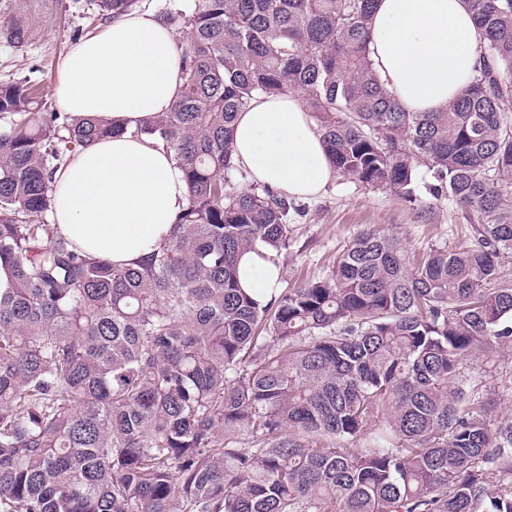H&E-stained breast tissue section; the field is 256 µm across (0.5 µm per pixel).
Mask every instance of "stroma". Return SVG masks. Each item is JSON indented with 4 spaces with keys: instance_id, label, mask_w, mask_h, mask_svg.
Here are the masks:
<instances>
[{
    "instance_id": "stroma-1",
    "label": "stroma",
    "mask_w": 512,
    "mask_h": 512,
    "mask_svg": "<svg viewBox=\"0 0 512 512\" xmlns=\"http://www.w3.org/2000/svg\"><path fill=\"white\" fill-rule=\"evenodd\" d=\"M87 0H32L30 8L39 14L40 24L30 44L22 49L0 46V82L25 76L29 67L39 66L44 74L46 109L58 111L54 96L57 66L72 46L77 31L100 33ZM431 172L420 168L417 199L407 202L386 188H376L336 177L326 192L315 200H300L290 213L292 235L279 264L283 286L291 287L331 274L337 256L367 229L393 237L410 259L429 248H455L471 239L475 227L470 218L448 198L433 195ZM479 388L487 408L489 430L512 420V347L479 359L467 370Z\"/></svg>"
}]
</instances>
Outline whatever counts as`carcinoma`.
<instances>
[{
  "label": "carcinoma",
  "mask_w": 512,
  "mask_h": 512,
  "mask_svg": "<svg viewBox=\"0 0 512 512\" xmlns=\"http://www.w3.org/2000/svg\"><path fill=\"white\" fill-rule=\"evenodd\" d=\"M27 2L1 44L32 40ZM375 2L165 0L182 87L135 134L174 152L188 204L134 267L51 220L56 175L120 129L40 111L38 67L0 83V512H512V420L490 434L464 374L512 344V0H467L478 76L443 112L380 84ZM139 7L88 0L104 22ZM289 89L340 175L410 200L423 164L477 237L414 263L368 231L324 279L264 303L240 288L243 254L279 265L296 201L238 189L234 121ZM373 425L370 448L334 442Z\"/></svg>",
  "instance_id": "1"
}]
</instances>
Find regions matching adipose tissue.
I'll list each match as a JSON object with an SVG mask.
<instances>
[{
    "label": "adipose tissue",
    "instance_id": "ef3b65f1",
    "mask_svg": "<svg viewBox=\"0 0 512 512\" xmlns=\"http://www.w3.org/2000/svg\"><path fill=\"white\" fill-rule=\"evenodd\" d=\"M485 42L465 0H377L369 48L383 87L409 112H440L477 75ZM63 111L105 119L121 135L81 149L58 175L53 219L85 254L134 265L158 250L188 203L173 151L135 136L143 121L170 111L181 85L171 30L137 11L75 43L58 65ZM234 158L252 183L315 197L336 172L301 91L255 97L234 124ZM242 287L266 301L277 268L254 254L240 260Z\"/></svg>",
    "mask_w": 512,
    "mask_h": 512
}]
</instances>
